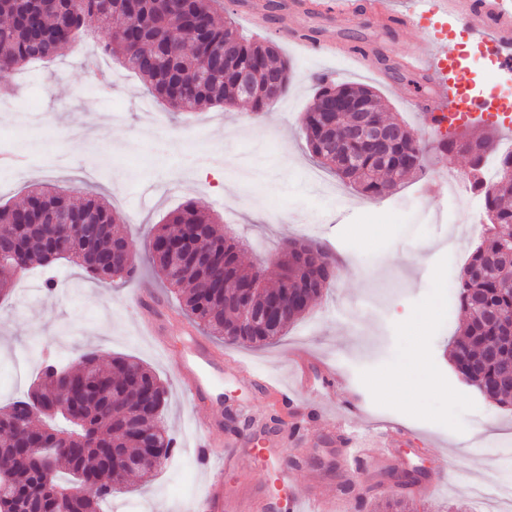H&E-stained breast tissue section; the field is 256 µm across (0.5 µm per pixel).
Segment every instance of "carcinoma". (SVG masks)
<instances>
[{"label": "carcinoma", "mask_w": 512, "mask_h": 512, "mask_svg": "<svg viewBox=\"0 0 512 512\" xmlns=\"http://www.w3.org/2000/svg\"><path fill=\"white\" fill-rule=\"evenodd\" d=\"M0 83L25 64L54 57L82 34L93 18L109 32L101 45L127 71L149 84L171 112H189L202 105L222 106L242 95L239 72L249 69L256 84L271 77L288 93L290 65L271 40L247 38L222 0H140L136 15L126 0H0ZM361 102L377 123H385L378 95L367 86L336 84L323 78L312 105L304 113L307 144L318 162L370 197L394 190L407 174L422 170L424 148L399 123L401 137L390 152L377 157L351 134L355 115L326 111L334 97ZM493 137H472L464 148L457 139L438 142L443 153L470 158L467 180L483 193L479 243L458 278V302L467 316L451 357L458 374L489 399L512 406V385L500 382L501 370L512 366V151L499 159L493 184L485 181L483 159L494 150ZM48 208L67 210L99 226L95 249L112 253V239L123 234V218L104 199L87 194L78 200L45 184L32 188L21 205H0V249L13 252L17 264H0L5 272L46 265L48 254L83 267L98 282L130 278L127 268L85 262L86 243L65 227L41 223ZM179 235L196 238L210 262L197 265L187 256L179 274L169 271V252L149 249V258L170 289L180 295L186 314L211 336L236 331L241 300L261 309L277 300L284 309L282 325L270 334L240 340L262 345L283 335L288 324L303 317L326 289L315 266L329 260V250L312 241H294L283 252L280 272L268 284L265 269L248 271L239 262V242L224 237L215 220L193 202L167 215L153 238L163 242ZM167 401V389L149 367L126 356L102 368L99 357L84 354L79 366L61 372L52 363L41 370L26 396L0 408V476L9 486L0 493V512H100L99 502L123 492L132 469L129 449L141 447L127 418L150 419L147 400ZM155 445L169 459L173 439L154 420Z\"/></svg>", "instance_id": "cac0c4a2"}]
</instances>
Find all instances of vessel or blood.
Segmentation results:
<instances>
[{"instance_id": "1", "label": "vessel or blood", "mask_w": 512, "mask_h": 512, "mask_svg": "<svg viewBox=\"0 0 512 512\" xmlns=\"http://www.w3.org/2000/svg\"><path fill=\"white\" fill-rule=\"evenodd\" d=\"M295 10L314 15L330 24H342L357 19H377L396 24L399 30L414 27L415 20L426 9L457 20L473 41L490 55L497 70L512 69V0H411L408 12L396 13L388 0H295ZM287 38L298 49L331 56L341 61L359 65L367 64V50L359 44L342 41L328 42L304 29L288 32ZM404 67L417 75L427 77L431 84L447 87L444 96L426 95L418 98L417 108L425 123L447 117L459 131L495 129L512 131V114L495 112L490 102L479 95L464 94L458 77L459 62L453 47H442L433 55L410 53L403 60ZM210 361V348L202 339L192 342L178 372L190 403L202 398L209 383L202 367ZM230 371L239 384L248 388L262 387L278 403L287 404L291 391L270 385L268 379L239 363H232ZM392 428L361 434L346 428L340 429L338 440L344 447L346 458L359 463L366 457L384 458L389 441L395 436ZM267 505L259 497L240 502L225 498L220 480L209 482L203 497L193 503L192 512H265Z\"/></svg>"}]
</instances>
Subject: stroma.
I'll list each match as a JSON object with an SVG mask.
<instances>
[{"label": "stroma", "instance_id": "1", "mask_svg": "<svg viewBox=\"0 0 512 512\" xmlns=\"http://www.w3.org/2000/svg\"><path fill=\"white\" fill-rule=\"evenodd\" d=\"M240 32L272 39L290 60L289 91L273 110L254 113L240 102L203 107L189 114L167 111L147 86L118 62L101 55L107 35L88 22L82 37L57 56L22 68L8 93L0 92V141L9 143L14 163L0 164V204H18L32 186L49 183L65 193L83 191L108 201L124 218L139 271L134 278L100 283L74 263L15 276L9 296L0 297V406L26 392L45 358L66 366L85 351L101 363L126 355L150 367L169 387L162 425L176 450L188 451L197 434L212 426L216 438L233 442L251 435L249 413L265 417L277 434L278 405L261 390L241 388L226 360H237L263 375L287 380L298 358L335 369L340 383L327 395L298 394L308 407H336L331 422L310 425L294 449L255 457L246 467L222 472L227 494L277 498L278 512H292L296 494L315 496L319 512H373L391 493L389 473L423 469L408 499L415 512H493L476 497L472 482L484 470L485 483L498 487L505 474L498 451L503 441L474 443L472 432L498 424L512 430V408L484 399L458 376L452 343L465 326L456 305L441 301L448 279L458 276L479 240L469 201L426 196L424 180L468 170L458 154L431 149L447 126L425 129L409 103L422 94L417 76L396 66L403 45L430 53L434 39L450 42L468 68L477 90L496 102L512 99V80L496 76L489 57L453 20L435 19L406 31L373 65H390L388 81L336 59L297 53L278 21L248 19L226 0ZM372 87L387 117L408 123L427 150L422 173L402 179L381 198L365 196L319 169L311 156L300 117L311 103L317 80ZM207 182H200V175ZM209 212L225 233L242 242L244 266H262L289 240L308 237L336 255V277L306 315L273 343L252 347L210 340L212 359L204 372L208 393L189 406L176 366L189 345L183 326L190 320L148 262L150 230L163 215L186 201ZM57 288L47 292L45 274ZM157 293L175 309L166 341L143 335L133 296ZM422 350L437 380L435 387L393 396L379 385L411 367ZM360 396L362 410L347 416V392ZM364 429L391 423L401 434L388 458L365 460L350 471L337 439L340 424ZM288 474L278 483L276 471ZM124 499L141 512H181L202 493L206 475L195 457L185 465L165 464L148 479L130 477Z\"/></svg>", "mask_w": 512, "mask_h": 512}]
</instances>
